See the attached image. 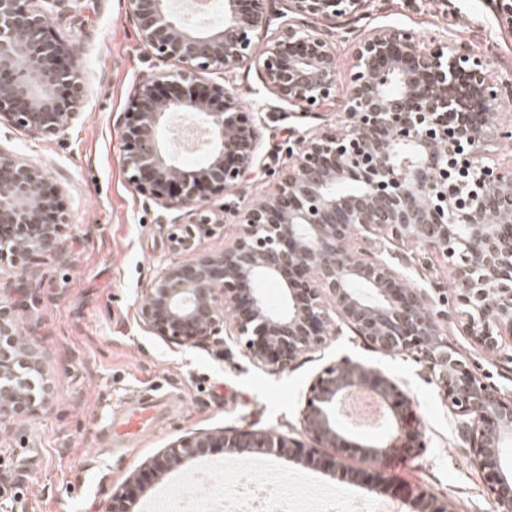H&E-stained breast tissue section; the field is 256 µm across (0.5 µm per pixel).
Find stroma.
<instances>
[{"mask_svg":"<svg viewBox=\"0 0 512 512\" xmlns=\"http://www.w3.org/2000/svg\"><path fill=\"white\" fill-rule=\"evenodd\" d=\"M57 37L84 75L83 116L65 135L34 139L0 126V146L46 170L62 188L69 218L58 255L32 254L26 270L0 263V302L31 289L18 310L20 334L37 339L50 385L47 406L22 424H0V512H103L115 488L142 471L171 442L195 429L274 428L303 439L301 412L310 383L323 368L351 359L382 368L402 384L420 420L423 448L374 465L361 459L333 466L332 448H316L310 462L274 456L279 477L299 496H334L344 505L369 498L417 512L427 493L448 512H492L494 495L473 463L442 393L423 367L406 355L385 356L350 331L305 354L291 371L271 374L238 350L221 345L180 346L162 340L137 319L141 290L173 258L168 227L134 190L125 170L117 119L132 86L148 77L155 60L137 39L123 0H79L76 10L52 17ZM333 42L340 76H347L357 34L394 25L414 31L424 47L449 40L482 52L499 81L512 80V29L503 26L495 0H372L363 19L313 20ZM233 92L259 135L262 170L239 184L227 201L246 207L273 186L288 162L292 130L337 127L339 114L284 116L256 71L240 70ZM404 273L448 314V339L486 381L512 395V357L490 353L464 335L451 297L453 269L421 243L396 248ZM155 391L180 399L179 416L107 449L100 435L108 413L138 394Z\"/></svg>","mask_w":512,"mask_h":512,"instance_id":"1","label":"stroma"}]
</instances>
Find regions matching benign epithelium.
<instances>
[{"label": "benign epithelium", "mask_w": 512, "mask_h": 512, "mask_svg": "<svg viewBox=\"0 0 512 512\" xmlns=\"http://www.w3.org/2000/svg\"><path fill=\"white\" fill-rule=\"evenodd\" d=\"M0 0V124L32 138L64 133L82 116L81 68L54 35L51 12L69 0ZM272 0H226L224 23L198 24L174 0H125L138 39L152 58L172 62L132 87L118 122L129 181L159 211V224L183 258L160 267L138 309L141 325L180 346H201L225 334L243 355L271 374L294 369L346 326L368 348L405 354L442 390L469 444L474 463L494 477V512H512V478L502 448L512 439V396L474 372L448 341L446 314L407 283L377 239L423 242L454 266L459 320L465 335L488 352L512 345V163L491 164L484 149L511 137L496 120L501 85L485 60L440 44L421 47L411 31L374 30L357 40L345 86L336 53L303 18L362 19L371 0H288L272 15ZM281 20L268 38L273 19ZM261 53H255L258 43ZM256 67L278 101L305 112L340 104L341 128L297 140L288 166L261 200L234 208L237 235L224 250L202 254L197 229L223 223L226 196L254 166L258 137L226 83L203 75ZM191 120L205 161L183 166L170 147L174 116ZM63 189L44 169L0 148V260L21 264L33 253L61 250L66 223ZM192 224L183 223V219ZM280 284L274 310L258 285ZM21 300L0 304V423L21 422L44 400L48 383L37 346H18ZM374 392L385 409L380 440H352L339 406L353 387ZM322 448L378 461L423 447L413 401L380 368L342 360L309 386L301 417ZM243 455L259 448L314 458L304 443L274 429L195 430L153 458L155 477L212 448ZM137 501L112 492L105 512H135Z\"/></svg>", "instance_id": "1"}]
</instances>
